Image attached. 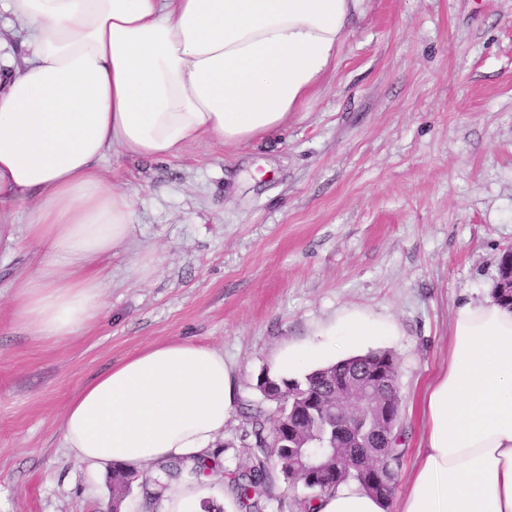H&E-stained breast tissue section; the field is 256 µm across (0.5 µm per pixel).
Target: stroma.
<instances>
[{
	"mask_svg": "<svg viewBox=\"0 0 512 512\" xmlns=\"http://www.w3.org/2000/svg\"><path fill=\"white\" fill-rule=\"evenodd\" d=\"M102 166L131 195L128 248L107 258L104 314L44 344L12 322L34 272L26 206L0 240V512H106L112 473L63 445L67 405L138 351L191 340L224 356L237 401L214 449L246 469L257 384L285 349L335 335L398 360V512L425 440L423 397L448 363L455 305L482 300L512 249V0H367L336 67L276 135L204 138L176 159L119 151ZM159 259L143 279L139 256ZM354 311L377 333L336 336Z\"/></svg>",
	"mask_w": 512,
	"mask_h": 512,
	"instance_id": "35a3bbf8",
	"label": "stroma"
}]
</instances>
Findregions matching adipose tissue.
<instances>
[{
  "label": "adipose tissue",
  "mask_w": 512,
  "mask_h": 512,
  "mask_svg": "<svg viewBox=\"0 0 512 512\" xmlns=\"http://www.w3.org/2000/svg\"><path fill=\"white\" fill-rule=\"evenodd\" d=\"M366 0H13L27 61L0 85V204L29 202L36 269L13 324L59 343L104 312L103 261L126 249L135 202L101 161L112 149L175 159L208 136L279 132L336 66ZM236 399L218 351L177 340L112 365L62 419L63 444L126 470L205 454ZM427 435L401 512H512V308L460 301L448 365L424 398ZM340 485L318 512H387Z\"/></svg>",
  "instance_id": "obj_1"
}]
</instances>
